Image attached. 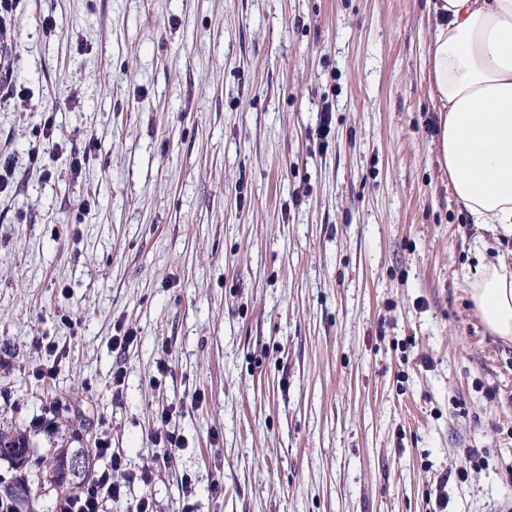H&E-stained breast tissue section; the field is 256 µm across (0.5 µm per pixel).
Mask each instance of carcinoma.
<instances>
[{
  "label": "carcinoma",
  "mask_w": 512,
  "mask_h": 512,
  "mask_svg": "<svg viewBox=\"0 0 512 512\" xmlns=\"http://www.w3.org/2000/svg\"><path fill=\"white\" fill-rule=\"evenodd\" d=\"M1 440L8 442L9 447L8 453L4 454V458L0 460L17 469L23 468L31 462L36 464L42 480L55 492L58 501L64 497L75 495V492L61 487L67 476L70 454L80 453L87 456L89 460H94L93 449L82 446L79 448H53L47 453H37L31 458L29 449L37 447V444L27 432L17 429H0ZM13 487L16 489V493L0 499V505L6 507L5 512H39L38 497L32 495L25 484L15 481Z\"/></svg>",
  "instance_id": "cac0c4a2"
}]
</instances>
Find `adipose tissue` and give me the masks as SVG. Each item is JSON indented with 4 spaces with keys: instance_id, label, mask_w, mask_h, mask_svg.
<instances>
[{
    "instance_id": "adipose-tissue-1",
    "label": "adipose tissue",
    "mask_w": 512,
    "mask_h": 512,
    "mask_svg": "<svg viewBox=\"0 0 512 512\" xmlns=\"http://www.w3.org/2000/svg\"><path fill=\"white\" fill-rule=\"evenodd\" d=\"M424 53L438 161L473 223L512 237V0H432ZM468 294L487 333L512 340V260L498 255Z\"/></svg>"
}]
</instances>
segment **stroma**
I'll use <instances>...</instances> for the list:
<instances>
[{
  "instance_id": "1",
  "label": "stroma",
  "mask_w": 512,
  "mask_h": 512,
  "mask_svg": "<svg viewBox=\"0 0 512 512\" xmlns=\"http://www.w3.org/2000/svg\"><path fill=\"white\" fill-rule=\"evenodd\" d=\"M12 27L1 424L45 451L84 420L150 470L104 512H179L187 476L195 512H512V341L467 293L512 242L441 173L427 0H25Z\"/></svg>"
}]
</instances>
